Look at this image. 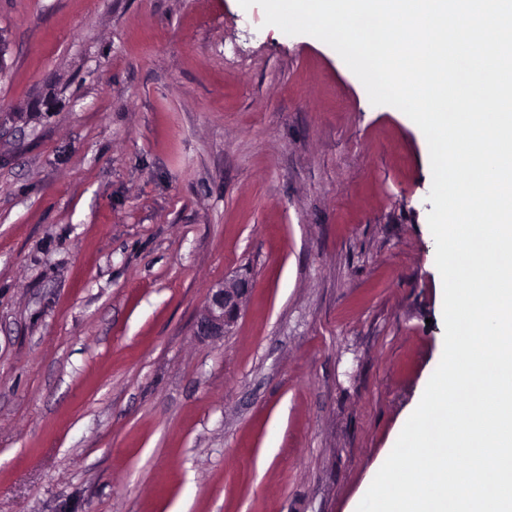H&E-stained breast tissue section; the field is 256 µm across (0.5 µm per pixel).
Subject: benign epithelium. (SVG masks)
I'll return each mask as SVG.
<instances>
[{
	"instance_id": "obj_1",
	"label": "benign epithelium",
	"mask_w": 512,
	"mask_h": 512,
	"mask_svg": "<svg viewBox=\"0 0 512 512\" xmlns=\"http://www.w3.org/2000/svg\"><path fill=\"white\" fill-rule=\"evenodd\" d=\"M248 284L242 280H224L209 289L197 321V335L204 340L226 336L237 321Z\"/></svg>"
}]
</instances>
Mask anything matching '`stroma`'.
<instances>
[{
  "label": "stroma",
  "instance_id": "35a3bbf8",
  "mask_svg": "<svg viewBox=\"0 0 512 512\" xmlns=\"http://www.w3.org/2000/svg\"><path fill=\"white\" fill-rule=\"evenodd\" d=\"M0 29V512H354L443 353L422 131L238 0ZM248 284L242 280H224L209 289L197 321V335L204 340L224 338L237 321Z\"/></svg>",
  "mask_w": 512,
  "mask_h": 512
}]
</instances>
